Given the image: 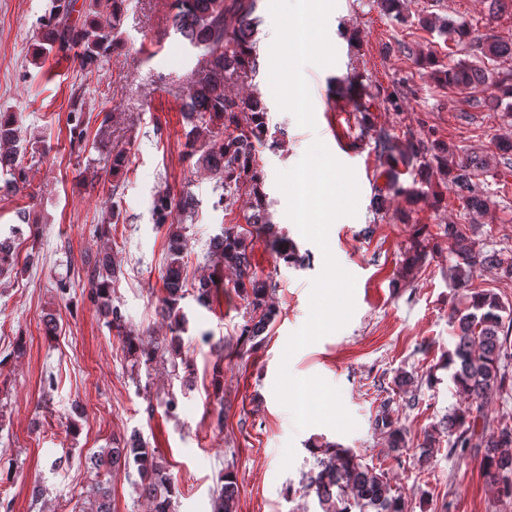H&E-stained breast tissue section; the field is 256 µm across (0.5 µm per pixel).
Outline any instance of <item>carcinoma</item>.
Returning <instances> with one entry per match:
<instances>
[{"instance_id": "carcinoma-1", "label": "carcinoma", "mask_w": 512, "mask_h": 512, "mask_svg": "<svg viewBox=\"0 0 512 512\" xmlns=\"http://www.w3.org/2000/svg\"><path fill=\"white\" fill-rule=\"evenodd\" d=\"M125 0H89L84 23L77 28L67 24L69 5L56 0L48 19L42 23V32L33 44L32 62L42 64L50 54L65 55L80 48V61L84 66L95 64L100 58L112 53L119 42L117 21L123 13ZM177 13L173 27L196 51L199 67L191 77L192 91L183 104L182 112L191 126L186 133L189 158L196 166L212 173L224 190L246 188L254 198L251 211L244 213L245 223L256 231H264L271 237L270 244L276 254L286 260L295 258L288 240L272 231L266 215L261 177L256 167V144L266 136L264 107L260 97L252 95L239 99L224 93V83L234 77H244L256 66V50L250 35L258 22V0H176ZM234 27H229L228 19ZM423 28H437L448 38L452 46L449 54H467L477 47L481 56L493 65L512 60V36L502 37L493 32L476 34L470 22L440 20L430 14L418 17ZM416 64L430 71L441 86L465 90L475 84L491 82L493 91L476 108L494 110L507 99H512V69L491 73L487 67L474 65L467 59H450L443 65L430 53L416 58ZM412 93L404 81L391 90L376 89L369 93L352 89V103L359 114V122L371 132L375 141L380 165L385 170L384 186L379 193L393 191L405 197L411 206L425 197L418 184L432 185L434 181H446L454 188L466 212L478 213L486 206L481 184L476 182L485 173L489 163L472 156L455 158V146L427 137L410 135L402 140L390 130L374 123L371 104L367 100L383 98L394 109L401 108L403 100ZM251 113L250 123L243 127L239 114ZM26 146L21 139L15 119L10 112H0V170L9 175L0 186L5 194L16 193L26 185L24 169L19 165V155ZM411 168L412 186L399 184L394 171L398 163ZM192 215L196 207L194 197L185 193L173 199L166 193L157 198L158 220L165 222L171 208ZM464 224L448 223L445 235L454 243V260L449 262L448 277L451 287L471 289L476 268L490 262L500 269L502 277L512 279V258L501 257V252L488 254L475 250L476 242ZM437 249L424 237L415 239L411 255L401 272L404 277L419 271ZM183 235L174 231L170 236V262L163 278L165 311L172 331L183 330L184 315L180 314L179 302L184 298L185 277ZM15 244L11 237L0 238V271L12 267ZM214 261V277L203 279L195 288V299L202 306L212 303L220 272L235 273L234 287L244 293L249 306V320L243 325L241 336L257 347V338L274 320L276 309L269 301L270 284L251 272L248 245L240 231V225L224 228L211 245ZM115 268L109 252L104 251L95 259L89 275L93 298L112 315L118 323L122 315L112 305V281ZM455 326L454 349L448 352V366L454 369L452 381L465 403L453 409L448 416L429 430L424 431L419 444L421 458L432 454L436 447V435L448 434V454L460 460L473 448L485 449L484 469L498 493L512 498V427L503 426L487 430L481 425L485 405L512 387V375L508 362L512 360V314L493 290L472 292L465 311L452 315ZM375 427L387 440L388 449L395 457L407 450L406 433L396 426L389 413V403H384L375 417ZM316 470L307 477L303 488L315 495L320 512H408L405 499L394 490L383 472L365 463L364 458L349 448L339 445L320 444L313 449ZM89 466L103 474L86 491L82 512H112V475L124 472L130 475L136 466L139 489L150 502L151 512H171L175 493L173 478L164 466L149 454L140 437L132 435L124 441L112 442L88 459ZM221 484L214 500V512H236V477L226 472L220 476Z\"/></svg>"}]
</instances>
